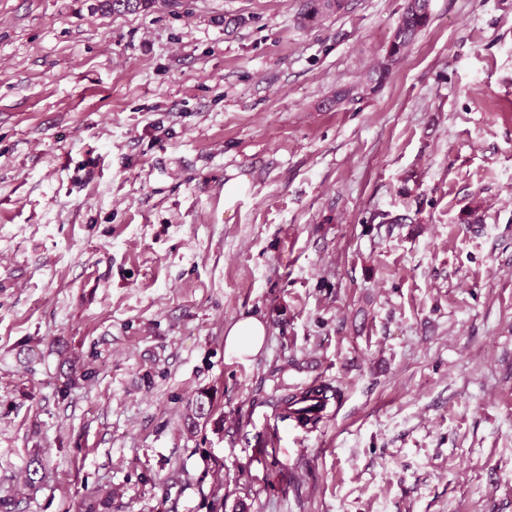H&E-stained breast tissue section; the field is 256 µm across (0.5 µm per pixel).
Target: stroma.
Here are the masks:
<instances>
[{
    "instance_id": "35a3bbf8",
    "label": "stroma",
    "mask_w": 512,
    "mask_h": 512,
    "mask_svg": "<svg viewBox=\"0 0 512 512\" xmlns=\"http://www.w3.org/2000/svg\"><path fill=\"white\" fill-rule=\"evenodd\" d=\"M95 2L0 0V512H512V0ZM124 1L126 7L117 8L116 4ZM94 5L96 11H101L104 14H125L146 11L152 8L156 0H98ZM406 2L387 55L374 68L376 79L373 80L376 84L386 79L391 65L404 54L418 32L425 28L430 21L431 0H407ZM267 335L265 323L256 316H247L236 322L224 338L225 353L244 360L262 349ZM336 397L337 390L330 384H318L284 395L278 406L284 417L293 418L303 426L310 422L315 425L321 417H312L311 413L322 411Z\"/></svg>"
}]
</instances>
